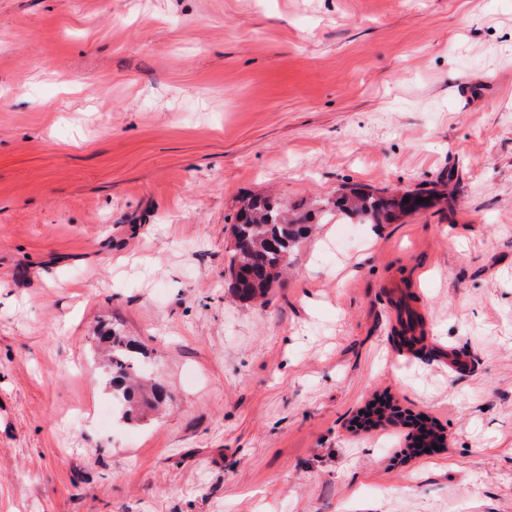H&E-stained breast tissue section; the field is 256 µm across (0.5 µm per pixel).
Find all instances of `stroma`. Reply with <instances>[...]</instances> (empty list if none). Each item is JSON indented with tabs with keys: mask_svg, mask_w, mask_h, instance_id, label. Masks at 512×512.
<instances>
[{
	"mask_svg": "<svg viewBox=\"0 0 512 512\" xmlns=\"http://www.w3.org/2000/svg\"><path fill=\"white\" fill-rule=\"evenodd\" d=\"M343 185L435 201L229 293L239 199ZM0 512H512V0H0ZM106 369V385L113 399L122 406V418L129 424L140 422L143 408L157 409L163 386L146 372L150 365L144 348L116 331L99 337Z\"/></svg>",
	"mask_w": 512,
	"mask_h": 512,
	"instance_id": "stroma-1",
	"label": "stroma"
}]
</instances>
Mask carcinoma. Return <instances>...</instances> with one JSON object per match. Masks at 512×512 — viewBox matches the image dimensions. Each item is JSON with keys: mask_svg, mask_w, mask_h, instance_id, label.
<instances>
[{"mask_svg": "<svg viewBox=\"0 0 512 512\" xmlns=\"http://www.w3.org/2000/svg\"><path fill=\"white\" fill-rule=\"evenodd\" d=\"M426 198L419 203L417 199ZM409 202H404V199ZM431 196L418 191L386 195L351 189L333 199L290 205L272 196H254L243 203L232 224L236 246L230 251L228 288L241 300L268 296L290 265L292 251L312 233L313 222L325 217H345L361 224H391L401 216L428 208ZM106 369V385L122 406V418L140 422L142 409H156L162 385L146 372L144 348L115 331L99 337ZM397 411L389 405L374 407L372 422L382 426L395 421Z\"/></svg>", "mask_w": 512, "mask_h": 512, "instance_id": "cac0c4a2", "label": "carcinoma"}]
</instances>
